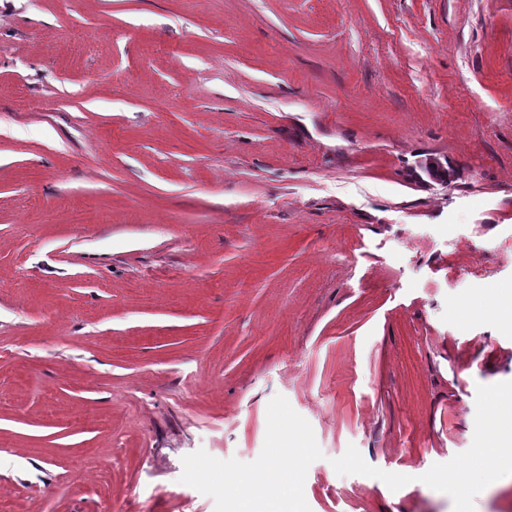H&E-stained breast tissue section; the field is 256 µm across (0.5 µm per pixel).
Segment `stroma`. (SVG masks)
Returning a JSON list of instances; mask_svg holds the SVG:
<instances>
[{"mask_svg":"<svg viewBox=\"0 0 512 512\" xmlns=\"http://www.w3.org/2000/svg\"><path fill=\"white\" fill-rule=\"evenodd\" d=\"M504 297L512 0H0V512H512ZM283 451H278L273 461H267L257 472L253 489L258 491L256 507L262 510L252 512H288L282 498L273 494L274 490H281L288 485V470L279 466V457Z\"/></svg>","mask_w":512,"mask_h":512,"instance_id":"obj_1","label":"stroma"}]
</instances>
